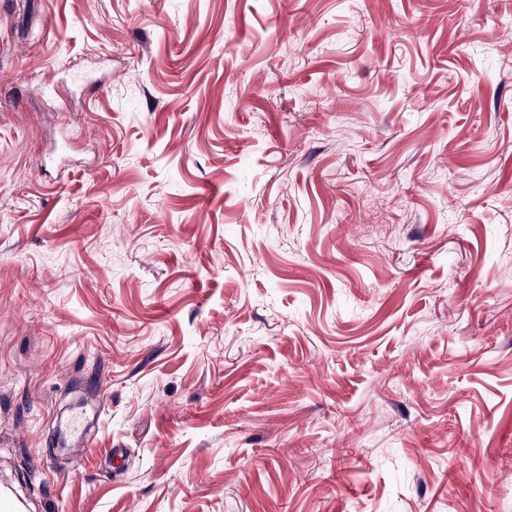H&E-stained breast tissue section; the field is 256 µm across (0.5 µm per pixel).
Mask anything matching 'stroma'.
Returning a JSON list of instances; mask_svg holds the SVG:
<instances>
[{
  "label": "stroma",
  "mask_w": 512,
  "mask_h": 512,
  "mask_svg": "<svg viewBox=\"0 0 512 512\" xmlns=\"http://www.w3.org/2000/svg\"><path fill=\"white\" fill-rule=\"evenodd\" d=\"M2 478L512 512V0H0Z\"/></svg>",
  "instance_id": "stroma-1"
}]
</instances>
